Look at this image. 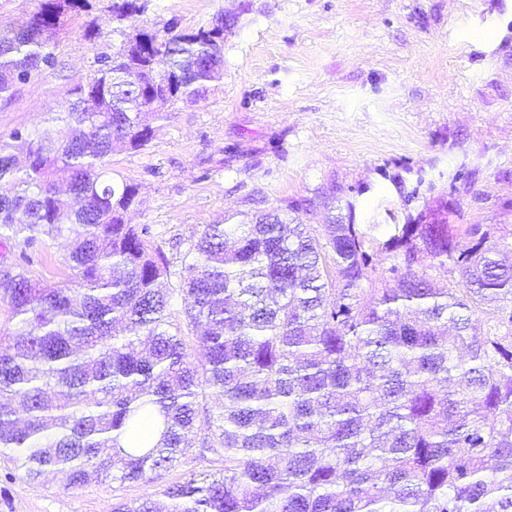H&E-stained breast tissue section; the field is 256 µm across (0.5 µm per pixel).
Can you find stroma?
Here are the masks:
<instances>
[{
  "label": "stroma",
  "mask_w": 512,
  "mask_h": 512,
  "mask_svg": "<svg viewBox=\"0 0 512 512\" xmlns=\"http://www.w3.org/2000/svg\"><path fill=\"white\" fill-rule=\"evenodd\" d=\"M233 16L224 78L179 104L141 150L114 153L136 184L129 223L169 248L223 221L245 198L275 205L336 186L355 223L384 240L395 225L444 214L512 241V0H149L127 28L207 25ZM94 39L69 29L63 71L0 106V134L42 129L70 84L119 37L100 15ZM140 484L67 487L63 474L0 482V512H110Z\"/></svg>",
  "instance_id": "stroma-1"
}]
</instances>
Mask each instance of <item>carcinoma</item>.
<instances>
[{
	"instance_id": "1",
	"label": "carcinoma",
	"mask_w": 512,
	"mask_h": 512,
	"mask_svg": "<svg viewBox=\"0 0 512 512\" xmlns=\"http://www.w3.org/2000/svg\"><path fill=\"white\" fill-rule=\"evenodd\" d=\"M37 2L0 32L1 103L61 65L95 0ZM144 10L110 0L119 44L51 113L55 134L0 136V450L27 480L61 470L74 489L182 470L166 510L148 494L111 512H512V242L472 227L465 246L438 219L379 242L352 205L335 213L331 186L321 210L248 198L168 257L127 222L138 190L110 158L223 80L234 17L126 31ZM59 237L63 284L34 275ZM376 254L390 279L365 288ZM427 260L462 287L434 283ZM216 457L223 469L196 470Z\"/></svg>"
}]
</instances>
